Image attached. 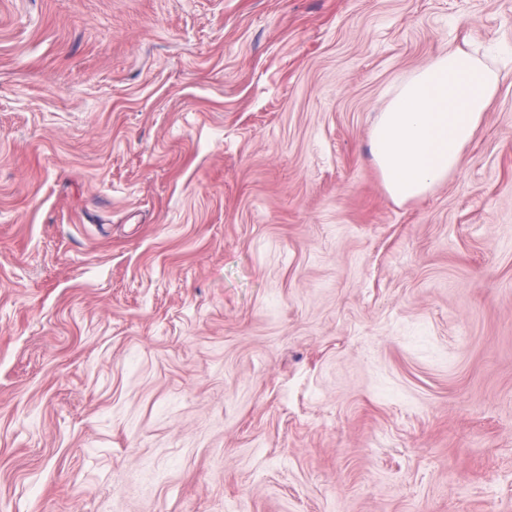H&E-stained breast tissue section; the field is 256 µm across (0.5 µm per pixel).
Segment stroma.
Here are the masks:
<instances>
[{
	"mask_svg": "<svg viewBox=\"0 0 512 512\" xmlns=\"http://www.w3.org/2000/svg\"><path fill=\"white\" fill-rule=\"evenodd\" d=\"M0 512H512V0H0ZM498 88L496 71L451 46L402 86L380 112L371 139L395 200L416 198L448 178Z\"/></svg>",
	"mask_w": 512,
	"mask_h": 512,
	"instance_id": "obj_1",
	"label": "stroma"
}]
</instances>
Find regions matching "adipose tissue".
Masks as SVG:
<instances>
[{"label": "adipose tissue", "mask_w": 512, "mask_h": 512, "mask_svg": "<svg viewBox=\"0 0 512 512\" xmlns=\"http://www.w3.org/2000/svg\"><path fill=\"white\" fill-rule=\"evenodd\" d=\"M499 75L452 47L429 61L380 112L372 151L390 195L404 202L445 181L496 96Z\"/></svg>", "instance_id": "obj_1"}]
</instances>
